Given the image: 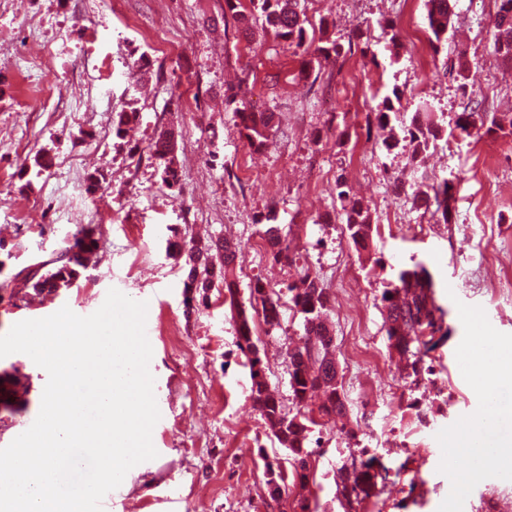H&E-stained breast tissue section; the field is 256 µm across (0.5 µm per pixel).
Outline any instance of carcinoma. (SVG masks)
<instances>
[{
  "instance_id": "1",
  "label": "carcinoma",
  "mask_w": 512,
  "mask_h": 512,
  "mask_svg": "<svg viewBox=\"0 0 512 512\" xmlns=\"http://www.w3.org/2000/svg\"><path fill=\"white\" fill-rule=\"evenodd\" d=\"M253 11L242 10L241 0H224V15L238 24V29L246 35L254 33L257 21H262L261 30H272L274 36L290 46L301 48L307 42L304 21L300 17L301 0H249ZM451 0H428V24L434 42L438 45L448 40V28L452 20ZM493 29L498 50L505 60L512 61V0H496V12ZM344 48L337 42L327 46H317L311 55L326 61L338 59ZM401 102L398 92L386 97L383 108L376 113L380 124L390 122L391 113L397 111L394 103ZM241 119L242 135L247 143L261 149L267 145L275 127V115L267 112H252L246 105L235 108ZM136 110H123L112 120V131L116 138H122L124 129L138 122ZM439 135V128L432 122H421L412 118L410 126L403 129V136H392L383 142L386 151H391L402 142L412 147V158L427 150L430 141ZM151 157L158 162L161 179L168 187L179 185L180 170L177 159V133L166 129L151 142ZM345 181L337 180L341 188L338 197L346 202V231L348 238L358 250L366 249L372 239V224L368 208L349 197L344 190ZM268 221L265 239L270 247L271 256L281 260L289 255V245L281 237L278 225ZM170 247L178 256L184 258L186 279L184 287L193 289L201 300H206L211 288L222 285L224 302L228 303L236 324L237 344L246 356L250 368L251 400L260 411L272 434L280 445L288 450L291 461V473H286L280 464L268 462L265 465V484L275 483L276 493L269 494L273 500L282 497L288 486V479L301 485L316 482V470L312 466L313 451L308 449L311 426L316 424L313 417L298 412L293 416L284 412L281 402L271 393L262 366L260 349L254 340L251 312L261 313L264 323L270 327L280 325L281 305L279 294L266 283L256 280L250 286L249 304L238 297V288L228 271L235 265L240 245L224 237L211 240L206 248L191 242H173ZM98 249V239L90 226H85L56 258L43 264L45 271H35L23 279V288L57 291L71 286L88 268L90 258ZM432 280L427 269L418 264L412 269L402 270L398 274L397 284L386 289L381 302L386 311L385 328L389 349L402 357H412L411 366L422 361V355L429 352L433 339L426 338V332L437 333L441 330L435 306L431 296ZM290 301L300 319L303 334L300 342L288 348L287 363L289 385L292 400L297 406L304 405L307 395L320 390L324 400L319 413L324 417L341 416L346 412L342 386L336 380V359L333 357L332 336L326 316L329 311V295L319 283L317 277L307 272L301 279V285L288 287ZM389 468L368 448L359 450V455L351 459L350 465H342L334 474L336 498L348 505L362 504L379 494V484L385 479Z\"/></svg>"
}]
</instances>
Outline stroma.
I'll use <instances>...</instances> for the list:
<instances>
[{
  "label": "stroma",
  "mask_w": 512,
  "mask_h": 512,
  "mask_svg": "<svg viewBox=\"0 0 512 512\" xmlns=\"http://www.w3.org/2000/svg\"><path fill=\"white\" fill-rule=\"evenodd\" d=\"M223 4L0 0V335L65 306L91 315L112 288L147 302L158 455L128 472L103 512H285L303 497L319 512H345L333 476L361 448L382 456L390 474L356 512H512V471L449 445L487 400L467 351L490 339L512 346V63L494 48L495 0H456L439 51L425 0H307L308 41L349 46L307 69L302 50L273 34L225 27ZM142 55L152 67L140 82L129 66ZM238 91L253 111L275 115L280 133L265 148L247 145L226 103ZM394 91L399 124L424 103L441 129L419 158L404 145L385 150L384 131L369 121ZM102 97L111 111H93ZM471 97L484 105L465 133L455 120ZM130 108L140 118L125 139L101 134ZM167 127L181 133V181L171 189L148 152ZM42 150L53 164L40 172L33 158ZM93 174L100 187L91 194ZM340 178L369 209L370 250L348 241ZM445 179L447 220L414 203ZM40 198L45 206L31 208ZM94 212L103 217L97 267L46 297L21 290L25 274L72 243ZM269 213L291 236L280 262L263 243ZM177 235L239 242L240 297L258 278L281 296L280 326L261 332L258 346L269 388L291 415L299 408L286 352L302 326L288 288L308 269L329 294L347 415L313 426L316 482L289 485L281 502L264 495L265 463L288 452L250 399L223 289L187 308L184 272L167 250ZM419 263L448 336L416 374L388 347L380 298L399 270ZM46 382L29 356L0 358V388L26 389L0 407V448L34 422Z\"/></svg>",
  "instance_id": "35a3bbf8"
}]
</instances>
